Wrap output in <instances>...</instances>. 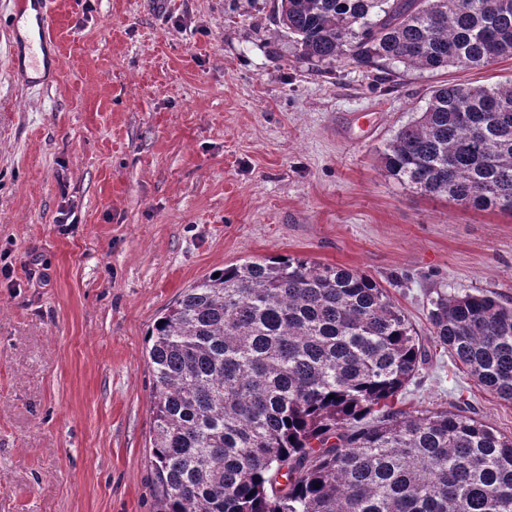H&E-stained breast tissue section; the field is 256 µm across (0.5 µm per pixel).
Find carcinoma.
<instances>
[{
    "label": "carcinoma",
    "mask_w": 512,
    "mask_h": 512,
    "mask_svg": "<svg viewBox=\"0 0 512 512\" xmlns=\"http://www.w3.org/2000/svg\"><path fill=\"white\" fill-rule=\"evenodd\" d=\"M277 12L299 58L327 68L512 58V0H280ZM380 159L411 189L512 214V80L434 86ZM430 305L434 345L512 402V307L482 291ZM147 336L160 512H512V438L400 407L427 351L367 274L290 256L230 264Z\"/></svg>",
    "instance_id": "cac0c4a2"
}]
</instances>
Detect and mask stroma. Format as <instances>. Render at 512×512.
<instances>
[{
  "label": "stroma",
  "mask_w": 512,
  "mask_h": 512,
  "mask_svg": "<svg viewBox=\"0 0 512 512\" xmlns=\"http://www.w3.org/2000/svg\"><path fill=\"white\" fill-rule=\"evenodd\" d=\"M59 80L14 70L0 0V512H157L145 334L211 271L288 255L363 272L422 339L436 292L512 306V215L389 178L438 72L300 60L276 0H52ZM512 436L448 351L406 386Z\"/></svg>",
  "instance_id": "obj_1"
}]
</instances>
